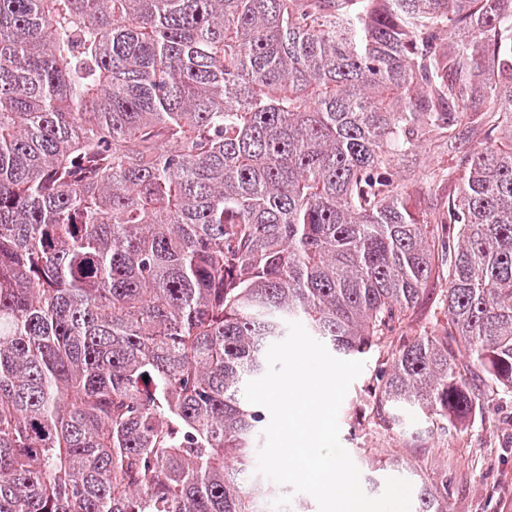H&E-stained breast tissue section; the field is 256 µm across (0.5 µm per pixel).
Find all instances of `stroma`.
I'll return each mask as SVG.
<instances>
[{
    "mask_svg": "<svg viewBox=\"0 0 512 512\" xmlns=\"http://www.w3.org/2000/svg\"><path fill=\"white\" fill-rule=\"evenodd\" d=\"M446 283L432 279L410 324L400 331L407 340L437 329L443 320ZM387 351L365 355L339 411L340 441L358 469L376 468L380 482L398 466L417 469L429 480L447 478L452 512H512V393L481 383L480 408L427 434L415 416L400 431L381 428L370 417L369 390Z\"/></svg>",
    "mask_w": 512,
    "mask_h": 512,
    "instance_id": "obj_1",
    "label": "stroma"
}]
</instances>
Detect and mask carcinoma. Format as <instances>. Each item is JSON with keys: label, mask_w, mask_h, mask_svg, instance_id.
Returning <instances> with one entry per match:
<instances>
[{"label": "carcinoma", "mask_w": 512, "mask_h": 512, "mask_svg": "<svg viewBox=\"0 0 512 512\" xmlns=\"http://www.w3.org/2000/svg\"><path fill=\"white\" fill-rule=\"evenodd\" d=\"M438 272L387 430L512 392V0H0V512H273L268 348L386 347ZM426 288L410 324L391 337L393 344H398L400 338L402 342L419 334L434 331L438 328V323H443L442 299L447 288L446 283L443 279L432 278Z\"/></svg>", "instance_id": "cac0c4a2"}]
</instances>
